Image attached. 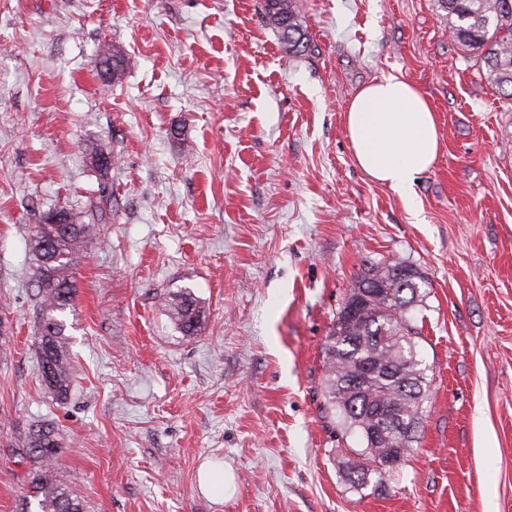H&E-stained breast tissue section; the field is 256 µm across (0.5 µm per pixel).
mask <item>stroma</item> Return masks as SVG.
<instances>
[{"label": "stroma", "instance_id": "obj_1", "mask_svg": "<svg viewBox=\"0 0 512 512\" xmlns=\"http://www.w3.org/2000/svg\"><path fill=\"white\" fill-rule=\"evenodd\" d=\"M263 0H0V512L22 442L55 421L90 512H512V100L436 0H292L288 53ZM130 63L95 67L102 43ZM419 86L440 151L411 201L355 164L344 115L386 74ZM112 200L66 312L74 388L43 390L30 229ZM412 264L429 399L414 454L350 482L361 449L324 404L336 312L365 267ZM205 308L198 335L173 293ZM265 19L279 35L289 53L304 51L308 45V34L295 15L291 0H264ZM90 164L95 172L98 174L99 179V197L103 201L112 200V169L117 164V159L110 152L95 151L90 154ZM170 319L186 336L197 334L205 316L204 307L190 293H182L168 305Z\"/></svg>", "mask_w": 512, "mask_h": 512}]
</instances>
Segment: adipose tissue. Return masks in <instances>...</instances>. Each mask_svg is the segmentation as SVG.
<instances>
[{
    "instance_id": "ef3b65f1",
    "label": "adipose tissue",
    "mask_w": 512,
    "mask_h": 512,
    "mask_svg": "<svg viewBox=\"0 0 512 512\" xmlns=\"http://www.w3.org/2000/svg\"><path fill=\"white\" fill-rule=\"evenodd\" d=\"M345 125L359 168L404 198L437 161L436 112L427 95L401 76L363 86L348 105Z\"/></svg>"
}]
</instances>
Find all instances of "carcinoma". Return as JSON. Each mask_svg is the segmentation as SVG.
Segmentation results:
<instances>
[{
	"instance_id": "carcinoma-1",
	"label": "carcinoma",
	"mask_w": 512,
	"mask_h": 512,
	"mask_svg": "<svg viewBox=\"0 0 512 512\" xmlns=\"http://www.w3.org/2000/svg\"><path fill=\"white\" fill-rule=\"evenodd\" d=\"M448 13V31L453 40L476 53L484 63L485 78L500 93L512 98V0H437ZM265 19L279 35L290 53L304 51L308 34L295 15L291 0H264ZM98 68L105 69L108 79L117 80L128 59L115 47L104 44L97 54ZM90 164L99 179V197L112 200V169L117 161L110 152L90 154ZM96 225L83 219L72 208H56L42 216L31 230L32 252L36 261L35 278L39 311L34 348L37 372L45 392L59 404L69 398L73 386L70 337L61 315L74 308L76 270ZM402 264L377 263L349 289L350 301L371 280L385 278L394 297L388 304L367 300L365 318L348 326L346 336L336 337L331 330L326 344V395L328 408L336 413L343 435L357 434L368 439L366 427L376 418L384 419L386 447L406 448L402 461L413 452L423 405L428 399L429 382L418 351L420 332L412 314L422 302V277L399 280L393 271ZM170 319L186 336L197 334L205 316L204 307L191 294L182 293L168 305ZM377 361L375 388L351 386V372L360 365ZM64 442L59 429L51 422L33 425L24 441L22 458L28 461L25 480L36 512H89L58 467ZM361 460L352 471L351 481L363 484L375 475L385 474L376 466L375 450L365 447Z\"/></svg>"
}]
</instances>
